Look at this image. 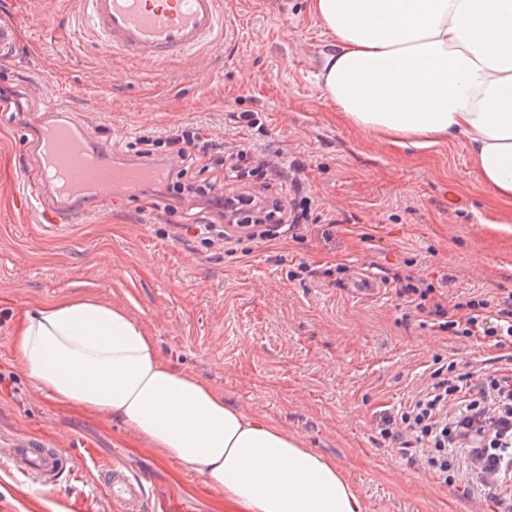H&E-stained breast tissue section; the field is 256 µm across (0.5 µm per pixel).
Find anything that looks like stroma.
I'll return each instance as SVG.
<instances>
[{"instance_id": "obj_1", "label": "stroma", "mask_w": 512, "mask_h": 512, "mask_svg": "<svg viewBox=\"0 0 512 512\" xmlns=\"http://www.w3.org/2000/svg\"><path fill=\"white\" fill-rule=\"evenodd\" d=\"M308 5L224 0L218 42L159 78L75 35L79 0H0L19 31L14 59L0 60V86L19 103L0 112V433L23 431L73 461L49 488L0 467V512H118L98 482L115 462L147 476L148 512H239L118 422L36 390L15 359V333L25 312L63 296L123 307L172 367L335 460L363 512H488L482 496L437 483L380 431L427 387L435 362L478 369L499 351L421 322L381 271L411 259L452 298L510 291L512 206L478 183L462 140L398 146L345 122L314 78L332 37ZM56 100L116 159L113 142L142 128L199 122L238 142L230 113H265L262 145L306 166L321 220L233 257L171 232L189 205L141 210L147 191L98 198L79 224L36 223L14 209L11 176L34 164L29 144ZM301 262L345 264L343 286L291 278ZM361 275L373 291L354 290Z\"/></svg>"}]
</instances>
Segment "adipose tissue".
<instances>
[{
    "label": "adipose tissue",
    "instance_id": "ef3b65f1",
    "mask_svg": "<svg viewBox=\"0 0 512 512\" xmlns=\"http://www.w3.org/2000/svg\"><path fill=\"white\" fill-rule=\"evenodd\" d=\"M334 37L317 82L344 119L391 143L465 141L480 184L512 204V0H310ZM23 372L205 477L243 512H362L334 460L160 356L123 309L39 305L16 332Z\"/></svg>",
    "mask_w": 512,
    "mask_h": 512
}]
</instances>
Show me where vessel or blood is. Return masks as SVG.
<instances>
[{
    "mask_svg": "<svg viewBox=\"0 0 512 512\" xmlns=\"http://www.w3.org/2000/svg\"><path fill=\"white\" fill-rule=\"evenodd\" d=\"M80 13L81 30L98 52L158 69L170 59L214 45L224 32L223 0H80ZM16 44L15 21L1 17L0 59L11 55ZM34 150L40 161L19 173L15 206L42 224L78 223L94 196L109 190L121 197L130 187L161 176L155 168L109 163L92 146L89 132L71 121L47 125ZM0 459L45 487L70 468L67 456L18 434L0 441ZM100 485L120 512H145L143 485L123 467L102 470Z\"/></svg>",
    "mask_w": 512,
    "mask_h": 512,
    "instance_id": "1",
    "label": "vessel or blood"
}]
</instances>
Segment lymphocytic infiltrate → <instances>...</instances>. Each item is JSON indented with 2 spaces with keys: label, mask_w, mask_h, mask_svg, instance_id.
Segmentation results:
<instances>
[{
  "label": "lymphocytic infiltrate",
  "mask_w": 512,
  "mask_h": 512,
  "mask_svg": "<svg viewBox=\"0 0 512 512\" xmlns=\"http://www.w3.org/2000/svg\"><path fill=\"white\" fill-rule=\"evenodd\" d=\"M128 148L164 162L159 195L206 205L210 217L194 224L193 235L204 247H223L227 256L251 253L312 218L306 167L285 162L280 151L229 145L191 123L161 135L142 130ZM388 282L407 309L438 330L491 341L505 355L490 371L454 362L437 367L430 385L383 429L385 441L419 457L440 484L482 493L490 512H512V292L451 301L434 283L400 267Z\"/></svg>",
  "instance_id": "obj_1"
}]
</instances>
